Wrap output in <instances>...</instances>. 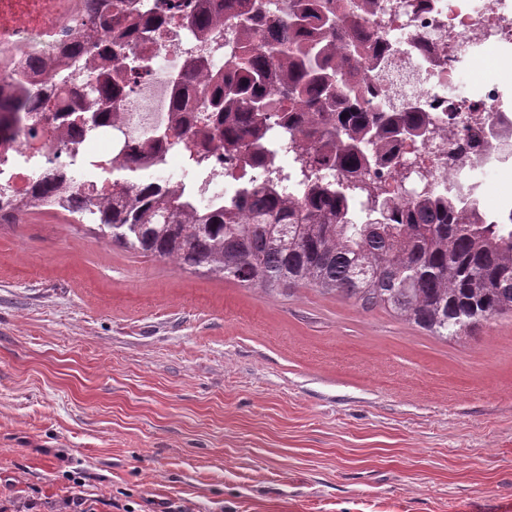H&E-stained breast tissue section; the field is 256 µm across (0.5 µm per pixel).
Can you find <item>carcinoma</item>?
I'll return each instance as SVG.
<instances>
[{"label":"carcinoma","instance_id":"obj_1","mask_svg":"<svg viewBox=\"0 0 512 512\" xmlns=\"http://www.w3.org/2000/svg\"><path fill=\"white\" fill-rule=\"evenodd\" d=\"M230 2L198 0L186 15L197 32L223 29L249 44L212 75L213 95L200 111L223 113L224 143L245 149L282 107L317 106L312 124L291 133L304 153L290 175H280L306 185L301 198L284 196L269 179L199 207L188 189L123 179V203L94 205L66 191L63 173L47 170L34 196L0 206V223L42 209L88 215L113 243L182 269L205 268L266 296L310 286L365 309L382 307L441 338L512 314V212L485 218L477 185L456 183L399 215V205L372 186L369 167L382 157L381 139L426 124L418 108L382 103L357 80L367 2L288 0V20L264 31L248 9L228 12ZM121 13L92 14L110 39L100 69L54 74L66 94L55 111L75 114L83 132L93 130L87 119L97 124L111 111L119 83L143 68L126 41L137 21ZM324 169L336 171L335 182H319Z\"/></svg>","mask_w":512,"mask_h":512}]
</instances>
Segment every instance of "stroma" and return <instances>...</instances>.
I'll list each match as a JSON object with an SVG mask.
<instances>
[{
	"label": "stroma",
	"mask_w": 512,
	"mask_h": 512,
	"mask_svg": "<svg viewBox=\"0 0 512 512\" xmlns=\"http://www.w3.org/2000/svg\"><path fill=\"white\" fill-rule=\"evenodd\" d=\"M476 192L512 210V167ZM97 512H512V315L439 338L56 211L0 224V492ZM81 491L71 492L70 495L60 499L51 506H47L50 512H96L93 503Z\"/></svg>",
	"instance_id": "stroma-1"
}]
</instances>
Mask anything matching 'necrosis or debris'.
Wrapping results in <instances>:
<instances>
[{"label": "necrosis or debris", "instance_id": "4bbe7bcc", "mask_svg": "<svg viewBox=\"0 0 512 512\" xmlns=\"http://www.w3.org/2000/svg\"><path fill=\"white\" fill-rule=\"evenodd\" d=\"M93 2L100 12L112 9V0H0V85L9 101L16 98L11 86L17 81L28 91L21 109L0 114V186L22 197L54 168L65 174L72 194L92 204L111 199V173L160 168L167 183L193 184L205 205L239 185L265 180L268 168L291 170L299 143L289 130L305 126L307 113H289L286 124L271 126L250 155L225 150L215 134L216 113L199 109L210 84L183 81L187 48L202 54L209 42L178 11L142 12L141 30L128 44L144 67L122 84L114 112L94 135L80 134L66 113L44 111L55 84L32 68L33 60L82 67L101 62L106 36L91 27ZM365 28L380 36L369 45L382 60L372 83L386 95L418 103L433 130L426 143L389 140L385 160L371 173L380 194L407 202L452 184L442 154L450 141L461 146L467 169L501 162L512 145V115L501 107L498 84L476 95L459 87L464 61L475 60L479 49L512 44V0H379ZM63 138L79 140L77 159L60 146ZM157 155L164 158L159 168L152 163ZM197 156L202 165L194 164Z\"/></svg>", "mask_w": 512, "mask_h": 512}]
</instances>
